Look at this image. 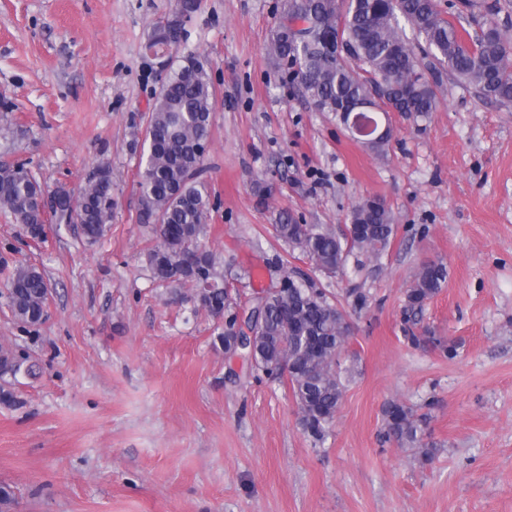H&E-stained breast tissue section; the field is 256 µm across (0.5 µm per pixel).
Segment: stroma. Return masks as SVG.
<instances>
[{
	"instance_id": "obj_1",
	"label": "stroma",
	"mask_w": 512,
	"mask_h": 512,
	"mask_svg": "<svg viewBox=\"0 0 512 512\" xmlns=\"http://www.w3.org/2000/svg\"><path fill=\"white\" fill-rule=\"evenodd\" d=\"M280 4L199 0L178 50L201 54L217 89L206 242L240 300L310 268L273 237L278 212L339 234L364 198L394 216L380 258L316 277L352 326L342 404L320 442L288 383L228 362L216 319L144 268L154 235L137 221L134 143L159 77L143 46L179 0H0V162L26 163L49 193L109 164L117 202L94 244L66 225L30 238L0 212V344L35 365L0 400L14 512H512V105L441 69L436 110L391 113L378 155L283 81L270 52ZM436 260L445 285L403 323L406 288ZM21 263L52 288L35 327L1 296ZM392 399L427 414L431 463L383 438Z\"/></svg>"
}]
</instances>
